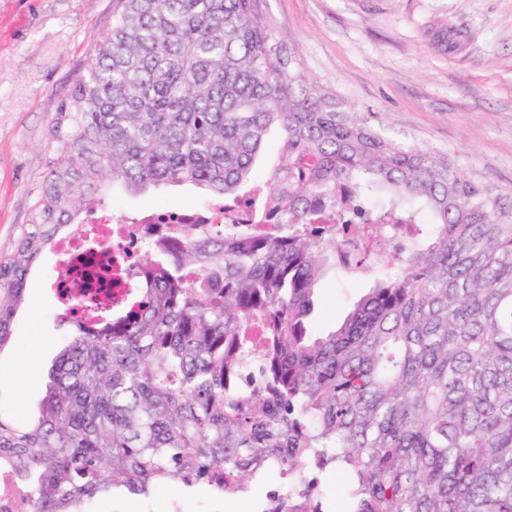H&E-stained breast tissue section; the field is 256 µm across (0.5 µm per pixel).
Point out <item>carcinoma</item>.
I'll list each match as a JSON object with an SVG mask.
<instances>
[{
    "label": "carcinoma",
    "instance_id": "1",
    "mask_svg": "<svg viewBox=\"0 0 512 512\" xmlns=\"http://www.w3.org/2000/svg\"><path fill=\"white\" fill-rule=\"evenodd\" d=\"M434 44H461L442 27ZM282 138L263 174L266 136ZM35 219L0 259V351L30 268L105 186L191 185L257 226L161 237L110 322L71 318L38 416L0 412V481L28 512L97 495L247 492L276 468L281 512H512V197L374 129L302 72L256 0H112L55 112ZM417 225L332 331L310 321L330 261L365 275L377 246L329 234ZM321 486L325 489L328 499V507L330 511L341 508L343 494V480L340 473L326 470L315 474Z\"/></svg>",
    "mask_w": 512,
    "mask_h": 512
}]
</instances>
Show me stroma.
Here are the masks:
<instances>
[{"mask_svg":"<svg viewBox=\"0 0 512 512\" xmlns=\"http://www.w3.org/2000/svg\"><path fill=\"white\" fill-rule=\"evenodd\" d=\"M278 42L305 75L368 125L447 157L458 171L512 195V0H258ZM112 21V0H0V255L32 219L50 167L52 118L93 43ZM444 24L466 39L444 54L430 32ZM191 186L130 194L104 205L134 213L205 202ZM64 259L45 250L26 279L12 345L0 353V412L36 416L47 372L66 337L51 284ZM371 285L328 272L313 324L335 327ZM280 474L226 500L178 493L182 512H256L285 485Z\"/></svg>","mask_w":512,"mask_h":512,"instance_id":"obj_1","label":"stroma"}]
</instances>
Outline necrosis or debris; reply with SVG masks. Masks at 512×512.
Masks as SVG:
<instances>
[{
  "instance_id": "4bbe7bcc",
  "label": "necrosis or debris",
  "mask_w": 512,
  "mask_h": 512,
  "mask_svg": "<svg viewBox=\"0 0 512 512\" xmlns=\"http://www.w3.org/2000/svg\"><path fill=\"white\" fill-rule=\"evenodd\" d=\"M250 219L245 208L226 212L220 197L196 206L143 210L133 215L97 206L82 214L79 229L62 237L57 249L68 265L91 259L109 265L123 288H138L143 284L137 274L138 255L146 243L155 240L154 225H167L171 233L178 234L188 229L227 230Z\"/></svg>"
}]
</instances>
